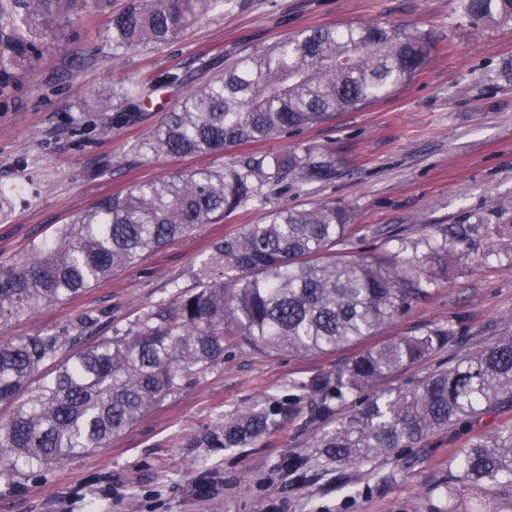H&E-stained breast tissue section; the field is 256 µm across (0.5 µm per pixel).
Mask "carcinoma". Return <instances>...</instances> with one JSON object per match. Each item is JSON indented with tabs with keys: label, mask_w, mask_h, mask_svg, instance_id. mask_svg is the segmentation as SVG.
I'll return each instance as SVG.
<instances>
[{
	"label": "carcinoma",
	"mask_w": 512,
	"mask_h": 512,
	"mask_svg": "<svg viewBox=\"0 0 512 512\" xmlns=\"http://www.w3.org/2000/svg\"><path fill=\"white\" fill-rule=\"evenodd\" d=\"M236 0H130L112 15L102 47L112 57L176 39L196 17ZM100 0H6L0 4V66L17 63L31 38L61 32ZM474 27H512V0H460ZM430 37L399 25L365 23L304 29L256 51L192 89L137 146L151 157L222 152L244 141L269 140L379 99L410 81L426 62ZM333 161L306 149L286 157H244L222 169L175 173L97 200L17 264L0 268V323L65 302L134 266L148 253L264 200L263 186L284 173L302 182L331 176ZM512 199H492L468 226L448 225L401 239L390 255H343L336 245L351 212L328 201L286 207L210 244L195 285L144 308L135 320L81 346L100 320L78 317L66 332H41L0 342V402L14 404L0 425V481L11 484L108 446L190 376L224 360V336L254 350L303 355L357 345L391 322L449 267L480 246L492 254L505 233L498 221ZM463 321L435 326L360 351L334 372L299 385L309 419L334 422L315 441L320 456L363 464L414 448L431 434L512 402V331L459 358L417 385L367 393L378 379L457 344ZM72 349L57 363L59 353ZM57 364L53 377L34 382ZM27 398H22L23 394ZM358 406L336 418L340 403ZM279 411L250 406L220 421L203 443L239 448L278 426ZM434 512H512V424L471 439L448 455L434 486Z\"/></svg>",
	"instance_id": "cac0c4a2"
}]
</instances>
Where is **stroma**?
Here are the masks:
<instances>
[{
    "instance_id": "obj_1",
    "label": "stroma",
    "mask_w": 512,
    "mask_h": 512,
    "mask_svg": "<svg viewBox=\"0 0 512 512\" xmlns=\"http://www.w3.org/2000/svg\"><path fill=\"white\" fill-rule=\"evenodd\" d=\"M128 0H102L97 16L76 19L65 41L39 37L30 62L8 69L0 90V265L100 198L172 173L219 169L247 155L310 149L331 156L333 174L311 183L284 176L264 188L265 202L237 210L187 238L144 256L133 268L75 298L0 325V342L67 330L80 314L126 323L147 305L190 286L210 242L269 212L335 200L352 211L343 253L397 251L400 238L466 223L490 199L512 198V85L490 75L512 58V28L473 29L458 0H242L241 7L197 17L173 43L115 59L98 38ZM348 22L405 24L431 36L430 55L413 79L365 108L263 142L182 158H146L136 144L192 87L245 54L288 34ZM179 82H167L169 74ZM149 86L133 119L113 100L116 85ZM462 320L454 350L435 351L376 382L375 391L415 385L512 328V243L474 255L431 286L368 340L421 334ZM224 360L193 375L182 392L111 445L0 483V512H432V486L448 455L475 435L512 424V405L438 432L414 448L367 465L318 457L312 443L329 422L307 423V407L287 410L292 385L336 370L356 353L294 355L224 339ZM283 406L279 425L242 448H210L204 436L248 405ZM309 458L315 475L296 480L282 468Z\"/></svg>"
}]
</instances>
